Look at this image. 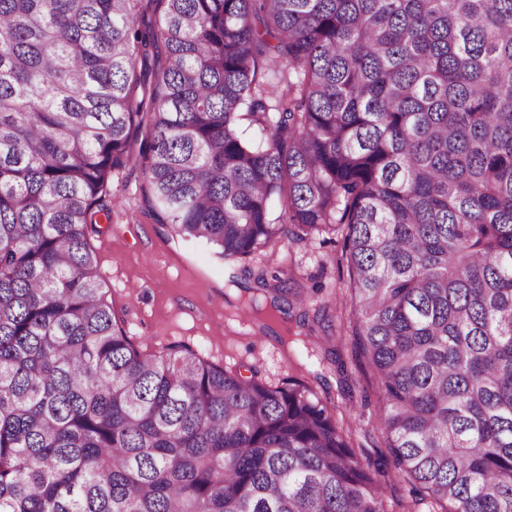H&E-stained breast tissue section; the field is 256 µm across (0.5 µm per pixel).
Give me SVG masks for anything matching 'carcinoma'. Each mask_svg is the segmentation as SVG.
<instances>
[{"label": "carcinoma", "instance_id": "carcinoma-1", "mask_svg": "<svg viewBox=\"0 0 512 512\" xmlns=\"http://www.w3.org/2000/svg\"><path fill=\"white\" fill-rule=\"evenodd\" d=\"M127 166L229 285L343 236L389 456L295 377L139 351L90 245ZM391 468L512 512V0H0V512H386Z\"/></svg>", "mask_w": 512, "mask_h": 512}]
</instances>
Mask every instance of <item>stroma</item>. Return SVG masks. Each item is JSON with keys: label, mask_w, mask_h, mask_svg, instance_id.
Segmentation results:
<instances>
[{"label": "stroma", "mask_w": 512, "mask_h": 512, "mask_svg": "<svg viewBox=\"0 0 512 512\" xmlns=\"http://www.w3.org/2000/svg\"><path fill=\"white\" fill-rule=\"evenodd\" d=\"M140 168L127 167L112 182V221L92 236L106 275L105 290L143 352L182 341L209 361L240 372L256 371L278 385L288 377L307 379L318 367L303 342L281 344L286 328L273 323L260 334L241 313L238 296L224 292V265L204 245L172 237L156 224L142 195ZM343 242L335 235L303 245L283 241L259 259H246V288L258 275L285 281L300 294L302 310L315 336L336 338V362L328 366V388L319 389L335 417L349 433L364 464L387 451L379 421L382 403L376 379L360 356L349 318V270Z\"/></svg>", "instance_id": "35a3bbf8"}]
</instances>
